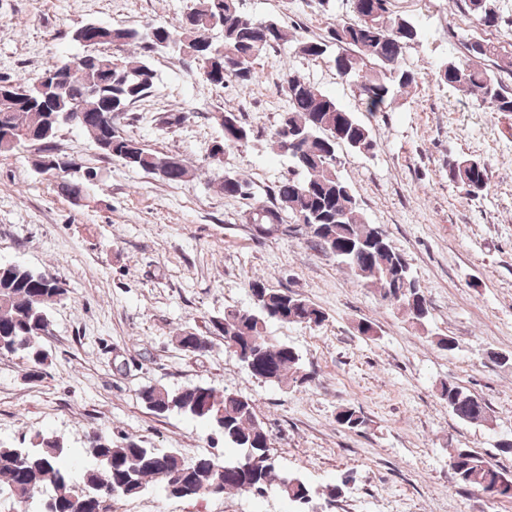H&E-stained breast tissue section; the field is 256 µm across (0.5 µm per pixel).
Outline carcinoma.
<instances>
[{
	"label": "carcinoma",
	"mask_w": 512,
	"mask_h": 512,
	"mask_svg": "<svg viewBox=\"0 0 512 512\" xmlns=\"http://www.w3.org/2000/svg\"><path fill=\"white\" fill-rule=\"evenodd\" d=\"M464 3L480 27L503 22L498 0ZM390 6L391 0H351L353 18H338L327 37L297 46L298 53L314 61L327 59L340 77L353 80L361 104L372 114L386 111L399 92L417 83V73L402 65V51L420 41L421 30ZM86 29L84 24L71 33L85 60L66 71L60 88L42 81L41 73L20 80L0 78V95L10 93L16 99L10 111L0 107V156L35 148L36 172L52 176L58 192L69 198L83 192V184L54 172L42 148L63 125L82 130L107 158L149 174L162 170L167 155L145 148L134 138L112 134V115L127 111L152 92L153 55L176 48L195 60L203 82L222 87L232 79L242 84L254 81L258 59L288 41L278 21L245 16L239 0H191L188 12L174 22L126 28L100 23L88 39ZM216 29L222 33L219 41L210 36ZM123 46L139 50L141 60L129 63L114 55L112 48ZM464 48V59L436 67L438 83L466 92L480 106L511 114L512 92L500 73L512 74V57L501 56L492 43L481 39L468 40ZM285 82L289 108L281 114L272 138L288 158L292 176L276 186L273 206L254 208L255 223L283 224L286 214L296 219L304 216L316 246L336 256L356 277L374 284L382 298L412 322L423 323L427 301L408 260L379 227L364 220L352 186L337 168L338 149L366 154L375 148L372 130L335 97L296 72L288 71ZM219 126L222 136L213 142V151L224 153L249 138V129L233 112L224 113ZM190 177L191 170L181 162L164 171L162 179L181 183ZM448 180L465 195L477 197L488 187V165L480 159L452 157ZM248 187L238 174L220 177V189L227 196L248 199ZM249 291L250 307L224 311L223 318L211 321L207 335L183 332L176 337L180 349L195 356L209 350L210 336L221 335L224 342L233 341L243 351L262 349L250 373L264 383L280 384L288 375L296 384L312 380L293 347L268 341L267 324L318 326L326 314L297 295L267 288L258 278L249 283ZM66 296L67 289L55 278L21 264L0 262V356L21 354L30 381L43 378L49 358L43 345L50 327L48 309ZM438 393L457 419L471 424L487 421L486 403L455 381L440 382ZM139 396L157 414L177 411L209 422L238 454L224 460L200 455L187 461L174 449L147 448L128 438L114 442L96 433L90 445L93 466L85 470L82 484L75 486L63 442L38 431L28 446H0V482L7 485L20 512H112V501L140 495L151 481L180 499L230 492L262 497L274 490L293 505L292 512H309L310 486L277 469L269 453V432L250 399L230 391L220 395L208 385L147 386ZM336 422L351 430L366 424L354 406L339 410ZM448 466L458 484L483 495L507 482L499 498L512 499V471L481 453L451 448ZM48 488L53 494L41 499Z\"/></svg>",
	"instance_id": "1"
}]
</instances>
